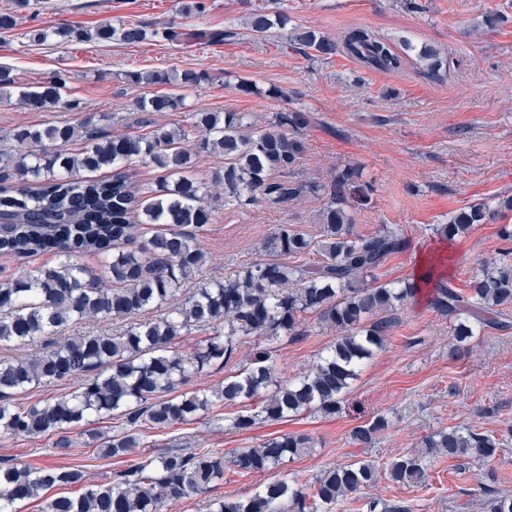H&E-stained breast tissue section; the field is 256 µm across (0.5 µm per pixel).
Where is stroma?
<instances>
[{
	"label": "stroma",
	"instance_id": "obj_1",
	"mask_svg": "<svg viewBox=\"0 0 512 512\" xmlns=\"http://www.w3.org/2000/svg\"><path fill=\"white\" fill-rule=\"evenodd\" d=\"M292 26L310 28L334 39L354 28H366L400 45L428 44L448 58L446 76L434 78L415 57L402 70H370L356 59L303 53L285 30L256 37L244 31L250 12L271 0H203L202 12L184 15L181 0H35L15 13L14 28L0 30V65L13 67L23 83L33 85L55 73L67 75L65 97L78 109L33 112L0 101V135L20 125L73 121L88 112L113 115L112 134L139 132L136 107L145 90L128 81L136 71L197 69L209 82L184 90L179 110L153 115L156 125H190L194 112H241L255 127L266 128L275 113L304 112L300 136L305 153L296 169L298 180L327 185L346 167L371 188L366 204L353 206L352 231L369 236L383 225L398 227L406 248L388 257L377 270L382 283H404L416 273L418 255L440 242L433 227L448 223L466 207L497 204L512 196V0H419L422 9L406 11L400 0H284ZM502 14L487 29V13ZM142 23L153 28L171 23L195 33L182 46L157 39L136 46L118 41L76 39L44 44L29 42L27 31L48 24L92 30L104 24ZM240 36L219 43L209 34L226 27ZM256 83L259 92L244 95L239 81ZM282 95L267 97L270 88ZM326 195L303 193L281 209L266 204L237 208L213 202V216L198 235L206 252L207 278L220 279L244 266L264 261L262 242L279 225L290 224L312 239L321 235L320 214ZM512 225V210L503 209L476 225L469 234L448 243L449 282L466 288L481 262L496 258L507 244L499 237ZM391 326L385 346L367 361L332 416L308 413L277 422L260 421L252 428L229 427L235 416L252 412L255 401L220 405L194 421L141 436V450L154 455L171 448H208L231 457L285 433L310 438V449L279 468L241 474L225 466L223 480L202 495L166 507L165 512H207L210 500L246 497L278 479L312 480L323 469L355 460L385 465L392 457L420 450L425 436L464 426L501 440L495 475L476 459L431 460L420 487L380 479L362 493L349 495L335 512H369L370 501L401 502L410 512H487L479 484L512 494V309L497 325L480 331L468 349L449 357L453 344L449 321L435 312L428 297L416 295L386 314ZM304 334L277 345L281 378L304 373L336 340L334 330L308 315ZM243 342L227 365H213L192 375L186 390L210 392L234 374L258 345ZM379 414L389 427L373 442H354L352 431ZM224 426H215V418ZM118 420H90L67 426L62 435L14 437L0 433V466H77L88 483L101 485L123 469L120 458H105L93 445V430L112 432ZM66 437L69 449L55 444Z\"/></svg>",
	"mask_w": 512,
	"mask_h": 512
}]
</instances>
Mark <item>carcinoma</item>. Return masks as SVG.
Returning a JSON list of instances; mask_svg holds the SVG:
<instances>
[{"label": "carcinoma", "instance_id": "obj_1", "mask_svg": "<svg viewBox=\"0 0 512 512\" xmlns=\"http://www.w3.org/2000/svg\"><path fill=\"white\" fill-rule=\"evenodd\" d=\"M288 26L286 14L268 7L252 10L247 29L263 36ZM71 35L68 29L44 27L27 32L43 44ZM84 40H116L137 45L150 38L180 42L189 34L170 25L161 30L142 24L102 25L83 31ZM291 40L323 56L346 54L366 66L386 72L401 70L406 58L392 43L363 28L347 32L341 41L312 29L293 28ZM417 60L433 75L448 68L433 47L417 50ZM135 86L193 88L209 81L204 70L146 71L127 75ZM67 78L56 74L28 86L14 69L0 66V100L16 101L34 112L70 108L64 99ZM183 98L165 91L137 100L142 112L176 111ZM111 115L89 113L59 125H25L9 133L12 149L0 148V252L17 260L52 252L53 266L22 269L0 280V343L39 347L27 358L0 360V431L13 436H39L60 431L95 415L121 419L122 431L94 435L105 457L128 459L127 468L104 485L91 486L77 498L60 496L46 503V512H163L164 507L201 494L224 478V463L239 471L274 469L308 448L301 435H282L258 448H246L230 460L203 448H179L140 457L142 429L166 428L191 421L218 403L258 401V410L237 416L230 427L247 429L256 420H280L308 411L334 415L341 396L384 345L389 321L367 320L390 311L395 303L415 295L416 282L401 288L380 283L375 272L387 258L405 248L401 230L387 225L372 236L352 231L349 200L365 202L366 189L350 168L336 174L329 186L288 180L305 149L299 137L305 113L278 112L270 127L254 131L240 112H194L197 131L190 147L182 126L158 127L145 135H112L103 122ZM79 141L77 153L51 151L56 143ZM224 155V169L211 181L192 174L194 159ZM159 171L157 189L137 185L133 164ZM111 170L105 179L83 172ZM224 190L227 205L271 204L281 207L302 193L327 196L322 211V239L314 244L301 231L281 224L261 245L268 259L224 280L201 288L191 284L203 272L207 255L197 232L208 224L212 189ZM495 209L487 203L463 210L435 231L452 240L468 234ZM150 226L143 235L140 226ZM317 251L318 262L288 263ZM92 253L99 258L110 285L75 261ZM432 307L453 319L454 340L462 344L512 308V253L503 265L476 271L465 294L429 274ZM168 307L159 319L141 320L152 308ZM316 313L339 330L335 345L297 381L275 375L272 344L303 335L305 315ZM122 318L124 327L112 332L91 331L60 336V329L82 321ZM211 329L185 356L173 345L183 333ZM264 336L238 372L224 378L211 394L177 393L189 376L216 363H227L249 336ZM82 383L73 393L20 406L15 393L31 386H51L66 378ZM379 416L353 431L357 443L367 444L387 427ZM423 445L450 460L476 457L490 464L499 442L488 434L450 428L427 436ZM426 455L406 453L389 460L384 477L398 485L418 487L427 479ZM83 470L46 466H0V512H17L14 505L39 497L44 490L82 482ZM379 469L355 461L321 471L312 482L277 480L248 497L212 500L209 512H333L339 499L376 484ZM490 512H512V496L486 488Z\"/></svg>", "mask_w": 512, "mask_h": 512}]
</instances>
